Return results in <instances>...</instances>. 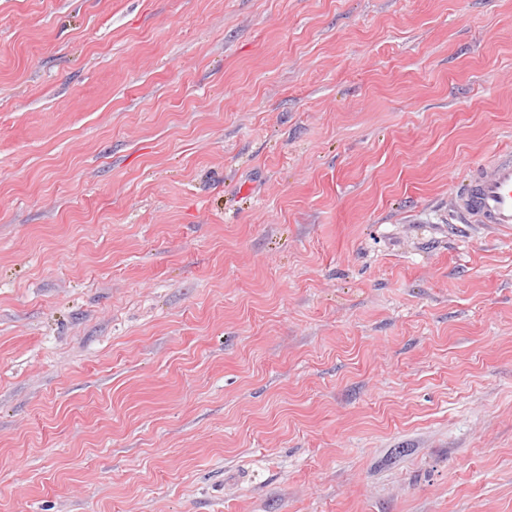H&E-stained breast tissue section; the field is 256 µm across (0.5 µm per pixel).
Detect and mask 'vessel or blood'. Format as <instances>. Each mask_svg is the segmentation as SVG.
<instances>
[{"label":"vessel or blood","mask_w":512,"mask_h":512,"mask_svg":"<svg viewBox=\"0 0 512 512\" xmlns=\"http://www.w3.org/2000/svg\"><path fill=\"white\" fill-rule=\"evenodd\" d=\"M452 205L462 223L512 229V151H499L472 168L455 187Z\"/></svg>","instance_id":"b4317fda"}]
</instances>
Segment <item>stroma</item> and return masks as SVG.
I'll list each match as a JSON object with an SVG mask.
<instances>
[{"label": "stroma", "mask_w": 512, "mask_h": 512, "mask_svg": "<svg viewBox=\"0 0 512 512\" xmlns=\"http://www.w3.org/2000/svg\"><path fill=\"white\" fill-rule=\"evenodd\" d=\"M512 0H0V512H512ZM470 172L451 199L461 222L512 231V151H498Z\"/></svg>", "instance_id": "stroma-1"}]
</instances>
